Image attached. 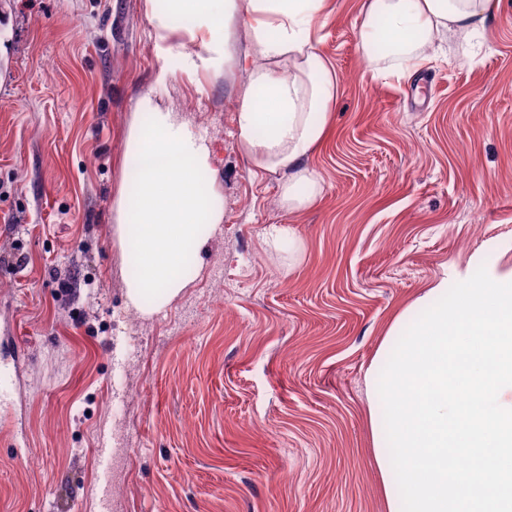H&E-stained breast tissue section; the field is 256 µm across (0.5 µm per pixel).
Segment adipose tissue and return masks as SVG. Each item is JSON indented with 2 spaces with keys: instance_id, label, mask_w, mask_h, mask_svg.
I'll return each instance as SVG.
<instances>
[{
  "instance_id": "ef3b65f1",
  "label": "adipose tissue",
  "mask_w": 512,
  "mask_h": 512,
  "mask_svg": "<svg viewBox=\"0 0 512 512\" xmlns=\"http://www.w3.org/2000/svg\"><path fill=\"white\" fill-rule=\"evenodd\" d=\"M326 0H146L156 30L158 81H167L169 40L177 22L201 33L200 46L183 49L189 73L218 70L245 31L247 83L236 115L239 152L262 171L282 177L280 203L298 212L322 192L308 155L323 141L337 82L317 49V23ZM501 0H366L360 23L364 61L372 75L409 77L426 60L428 46L447 34L482 33ZM125 165L134 191L119 201L118 232L130 264L128 303L161 308L185 287L183 270L219 224L222 210L207 185L210 150L203 139L151 97L138 103Z\"/></svg>"
}]
</instances>
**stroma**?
Returning a JSON list of instances; mask_svg holds the SVG:
<instances>
[{"label":"stroma","instance_id":"35a3bbf8","mask_svg":"<svg viewBox=\"0 0 512 512\" xmlns=\"http://www.w3.org/2000/svg\"><path fill=\"white\" fill-rule=\"evenodd\" d=\"M362 4L318 22L338 94L306 160L323 191L291 213L236 146L247 61L160 84L145 0H0V512H388L366 386L386 330L477 253L512 268V0L406 79L365 69ZM146 95L205 138L224 216L186 288L135 312L118 200ZM271 236L273 237L274 247L280 252L293 254L302 248L301 240L290 228L274 227Z\"/></svg>","mask_w":512,"mask_h":512}]
</instances>
